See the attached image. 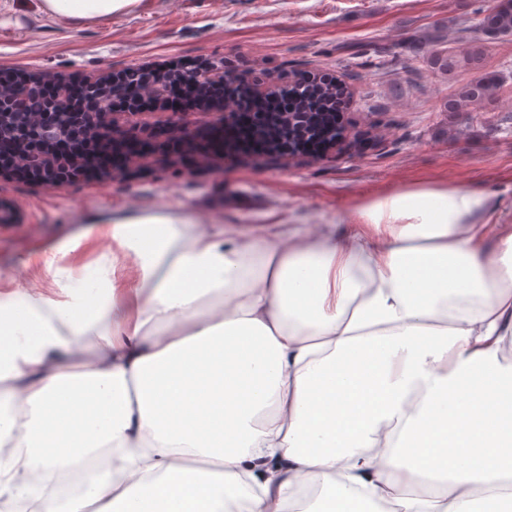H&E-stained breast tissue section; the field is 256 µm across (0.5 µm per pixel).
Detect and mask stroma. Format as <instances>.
Listing matches in <instances>:
<instances>
[{"instance_id":"1","label":"stroma","mask_w":512,"mask_h":512,"mask_svg":"<svg viewBox=\"0 0 512 512\" xmlns=\"http://www.w3.org/2000/svg\"><path fill=\"white\" fill-rule=\"evenodd\" d=\"M487 0H136L74 22L41 0H0V68L55 78L104 76L178 57L288 80L330 75L350 98L346 141L321 158L221 162L188 176L144 164L121 181L28 186L0 179L18 223L0 226V308L17 290L65 299L89 280L136 285L134 259L103 244L116 224L169 222L352 228L353 209L396 192H484L478 223L512 226V79L478 112H445L453 83L416 53L429 29L457 46ZM53 267H46V259Z\"/></svg>"}]
</instances>
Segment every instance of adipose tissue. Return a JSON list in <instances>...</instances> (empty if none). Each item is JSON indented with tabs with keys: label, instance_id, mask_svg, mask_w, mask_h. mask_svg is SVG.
<instances>
[{
	"label": "adipose tissue",
	"instance_id": "adipose-tissue-1",
	"mask_svg": "<svg viewBox=\"0 0 512 512\" xmlns=\"http://www.w3.org/2000/svg\"><path fill=\"white\" fill-rule=\"evenodd\" d=\"M134 0H43L104 18ZM484 195L404 191L358 228L258 235L116 224L139 285L68 299L18 293L22 340L0 367V512H177L204 478L223 512H500L512 505V230L474 221ZM77 370L66 364L76 352ZM372 364L370 390L327 410L322 377ZM398 376H390L391 365ZM197 370L235 383L217 428L191 430ZM483 407L481 464L414 443L449 405Z\"/></svg>",
	"mask_w": 512,
	"mask_h": 512
}]
</instances>
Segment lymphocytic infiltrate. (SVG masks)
<instances>
[{
    "instance_id": "lymphocytic-infiltrate-1",
    "label": "lymphocytic infiltrate",
    "mask_w": 512,
    "mask_h": 512,
    "mask_svg": "<svg viewBox=\"0 0 512 512\" xmlns=\"http://www.w3.org/2000/svg\"><path fill=\"white\" fill-rule=\"evenodd\" d=\"M206 65L204 59L189 58L165 68L164 77L170 90L159 102L144 99L139 92L142 81L154 76V69L128 68L113 75L114 80L122 83L124 91L113 98L112 108L122 115H133L154 107L204 113L227 99H235V110L222 120L196 126L192 134L193 146H186L183 137L165 122L150 128L143 137L128 131L117 136L99 132L77 166L66 156L67 145L59 144L57 171L49 179L41 168L20 164L13 145L0 140V170L10 180L30 185L50 182L63 187L82 181L123 178L130 161L142 156L153 157L163 167H192L224 159L321 156L340 141L344 132L341 103L332 102L302 112L297 100L277 93L256 98L235 94L226 85L190 81V74Z\"/></svg>"
}]
</instances>
